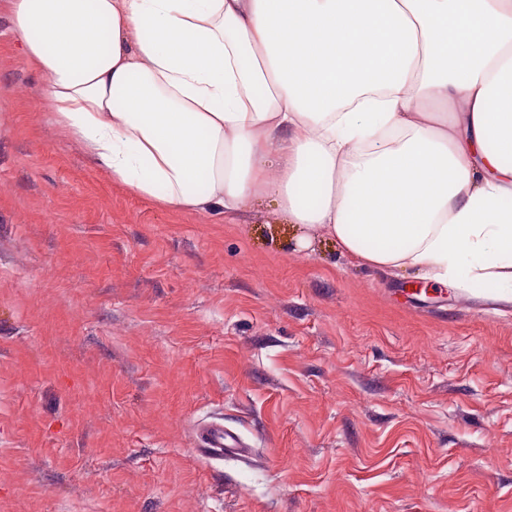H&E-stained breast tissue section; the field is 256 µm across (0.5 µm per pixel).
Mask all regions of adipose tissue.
Here are the masks:
<instances>
[{"mask_svg": "<svg viewBox=\"0 0 512 512\" xmlns=\"http://www.w3.org/2000/svg\"><path fill=\"white\" fill-rule=\"evenodd\" d=\"M58 132L226 221L512 294V0H5Z\"/></svg>", "mask_w": 512, "mask_h": 512, "instance_id": "ef3b65f1", "label": "adipose tissue"}]
</instances>
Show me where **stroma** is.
<instances>
[{
    "label": "stroma",
    "mask_w": 512,
    "mask_h": 512,
    "mask_svg": "<svg viewBox=\"0 0 512 512\" xmlns=\"http://www.w3.org/2000/svg\"><path fill=\"white\" fill-rule=\"evenodd\" d=\"M46 84L1 14L0 512H512V303L146 202ZM196 451L205 460L223 459L224 455L234 452L246 457L248 448H235L236 440L233 435L224 428L223 421H214L195 434Z\"/></svg>",
    "instance_id": "stroma-1"
}]
</instances>
